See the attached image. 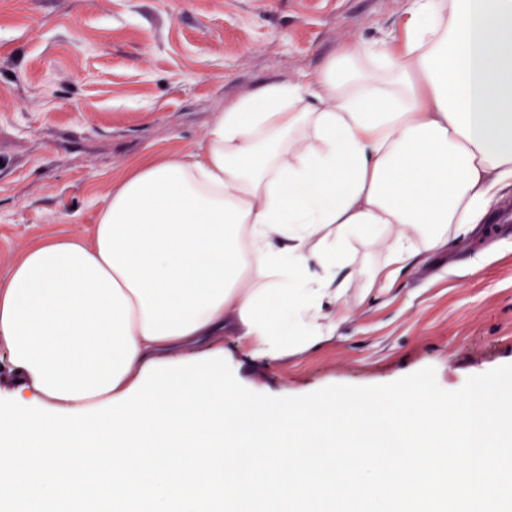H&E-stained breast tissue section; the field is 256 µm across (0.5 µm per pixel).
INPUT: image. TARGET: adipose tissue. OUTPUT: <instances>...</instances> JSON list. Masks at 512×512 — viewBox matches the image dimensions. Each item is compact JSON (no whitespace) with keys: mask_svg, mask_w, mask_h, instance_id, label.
Returning <instances> with one entry per match:
<instances>
[{"mask_svg":"<svg viewBox=\"0 0 512 512\" xmlns=\"http://www.w3.org/2000/svg\"><path fill=\"white\" fill-rule=\"evenodd\" d=\"M512 186V0H411L398 42L218 112L129 169L90 240L28 247L0 278V347L24 400L78 409L233 325L253 356L331 338L352 281L382 292L472 233ZM378 248L365 276L353 245Z\"/></svg>","mask_w":512,"mask_h":512,"instance_id":"1","label":"adipose tissue"}]
</instances>
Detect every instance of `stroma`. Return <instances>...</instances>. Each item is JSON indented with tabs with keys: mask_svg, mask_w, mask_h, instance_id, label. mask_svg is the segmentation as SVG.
Listing matches in <instances>:
<instances>
[{
	"mask_svg": "<svg viewBox=\"0 0 512 512\" xmlns=\"http://www.w3.org/2000/svg\"><path fill=\"white\" fill-rule=\"evenodd\" d=\"M408 0H0V276L53 236L90 238L126 170L198 144L216 113L399 37ZM333 338L270 360L225 333L246 388L300 396L426 367L447 391L512 364V190L454 248L359 301Z\"/></svg>",
	"mask_w": 512,
	"mask_h": 512,
	"instance_id": "obj_1",
	"label": "stroma"
}]
</instances>
